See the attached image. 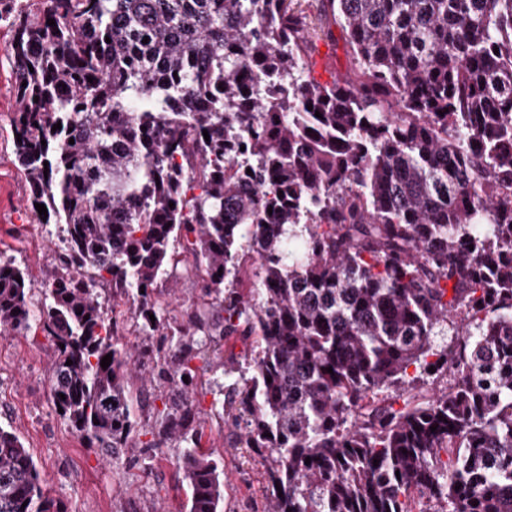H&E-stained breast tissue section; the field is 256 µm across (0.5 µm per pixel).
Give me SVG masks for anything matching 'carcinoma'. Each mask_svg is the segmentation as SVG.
I'll list each match as a JSON object with an SVG mask.
<instances>
[{
    "instance_id": "cac0c4a2",
    "label": "carcinoma",
    "mask_w": 512,
    "mask_h": 512,
    "mask_svg": "<svg viewBox=\"0 0 512 512\" xmlns=\"http://www.w3.org/2000/svg\"><path fill=\"white\" fill-rule=\"evenodd\" d=\"M321 2L353 63L330 83L299 0L12 3L16 155L69 239L38 307L0 263V330L51 337L54 405L89 447L186 443V512H224L199 334L254 340L224 389L268 512H512V0ZM176 240L206 301L172 326L153 291ZM107 275L168 342L141 357L180 401L147 428ZM0 512H65L2 427Z\"/></svg>"
}]
</instances>
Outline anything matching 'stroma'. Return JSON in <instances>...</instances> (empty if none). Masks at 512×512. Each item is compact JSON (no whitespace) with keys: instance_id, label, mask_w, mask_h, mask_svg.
<instances>
[{"instance_id":"obj_1","label":"stroma","mask_w":512,"mask_h":512,"mask_svg":"<svg viewBox=\"0 0 512 512\" xmlns=\"http://www.w3.org/2000/svg\"><path fill=\"white\" fill-rule=\"evenodd\" d=\"M12 38L11 26L0 20V259L27 269L32 299L38 303L43 282L63 270L66 251L59 244L62 226L42 223L31 210L29 183L17 160L15 73L5 54ZM99 290L117 338L138 352L143 337L124 297L107 282ZM200 297V282L185 262L171 265L154 292L160 315L169 321L182 318ZM199 348L212 364L200 373L193 397L201 414L202 449L224 462V512H266L267 461L257 450L237 444L222 409L227 402L223 363L242 359L247 346L231 338L220 347L203 342ZM51 356L52 343L41 328L0 335V427L13 431L29 448L51 495L67 512H185L190 491L176 466L181 445L150 461L140 448L115 460L87 447L53 403Z\"/></svg>"}]
</instances>
